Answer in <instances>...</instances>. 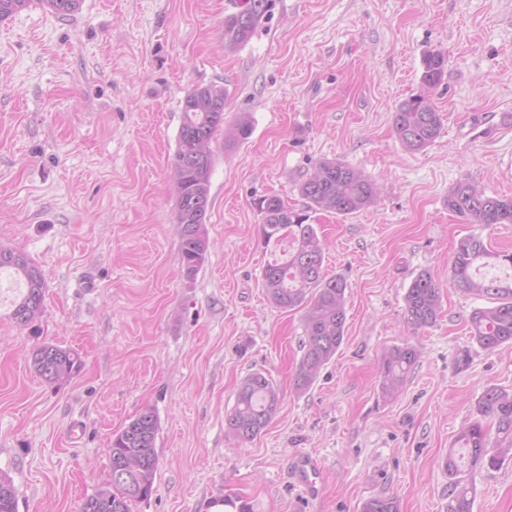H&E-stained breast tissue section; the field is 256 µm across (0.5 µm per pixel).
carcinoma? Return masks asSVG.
Instances as JSON below:
<instances>
[{
  "mask_svg": "<svg viewBox=\"0 0 512 512\" xmlns=\"http://www.w3.org/2000/svg\"><path fill=\"white\" fill-rule=\"evenodd\" d=\"M42 2L52 14L65 18L79 10L82 0ZM268 7L269 0H243L240 11L224 21L225 43L238 46L249 41ZM446 62L441 51L424 55L422 81L426 86L435 87L442 82ZM225 98L224 86L216 83L197 86L187 94L171 160L182 271L188 276L196 272L208 252L206 224L214 166L210 144L224 126ZM393 127L405 149L422 151L439 136L442 115L419 95L399 103ZM251 134V123L241 119L227 132V139L243 143ZM299 192L307 203L305 213L289 208L275 196L260 202L264 244L287 243L281 254L265 265L262 288L274 307L305 310L302 356L295 372V386L306 390L345 339L347 288L342 278L326 274L325 246L314 225L308 223V212L355 214L374 203L378 188L369 176L336 159L319 162L313 174L299 185ZM444 203L448 211L467 224H512V196L488 195L467 177L450 188ZM489 258L512 265V253H495L479 237L461 239L454 253L450 281L474 296L494 301V305L476 308L470 315L474 340L481 348L493 351L512 343V280L475 277V264ZM2 268L13 269L25 284V291L10 313L11 319L19 326L35 322L43 312L46 288L41 270L25 253L1 247ZM405 304L407 322L412 327H425L436 320L441 291L430 273L422 271L414 278L405 294ZM418 357V350L412 345L396 346L384 355L379 380L383 397L391 399L399 394ZM32 366L46 382L59 384L75 377L82 363L72 349L43 344L33 351ZM279 404L278 390L265 375H249L242 381L235 405L227 416L228 433L242 442L253 440L273 420ZM477 413L491 419L495 426V451L489 452L486 425L480 421L474 422L460 440L468 449L470 466L497 469L512 458V393L496 386L487 387L477 401ZM159 427L156 412L146 407L113 436L112 489L88 497L82 512H132L131 503L151 496ZM446 469L451 478L448 512H471L473 488L463 483L461 466L452 452L448 453ZM17 508L13 484L0 474V512H17ZM362 512H399V507L393 498L374 497L363 504Z\"/></svg>",
  "mask_w": 512,
  "mask_h": 512,
  "instance_id": "carcinoma-1",
  "label": "carcinoma"
}]
</instances>
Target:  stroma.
<instances>
[{"label":"stroma","mask_w":512,"mask_h":512,"mask_svg":"<svg viewBox=\"0 0 512 512\" xmlns=\"http://www.w3.org/2000/svg\"><path fill=\"white\" fill-rule=\"evenodd\" d=\"M238 0H83L61 19L39 0L0 21V246L42 269L44 313L16 325L0 302V471L18 512H81L112 486L110 444L141 410L160 427L153 492L132 512H206L229 497L251 512H447L445 460L477 420L486 387L512 392V344L482 349L469 317L489 301L455 288L458 241L512 251V224L464 223L449 189L467 177L512 196V0H272L245 44L224 42ZM446 54L442 84L423 56ZM223 84L224 122L251 137L211 143L209 248L182 272L169 159L186 95ZM429 95L443 126L425 150L393 130L400 102ZM339 159L375 179L376 202L310 218L324 265L346 289V337L309 389L296 391L302 310L267 300L260 199L300 209L298 185ZM442 287L432 325L406 321L419 272ZM80 355L70 382H45L36 346ZM420 357L383 398L379 365L396 346ZM260 372L281 402L240 443L225 418ZM320 466L314 497L289 474ZM472 512H512V461L464 470Z\"/></svg>","instance_id":"35a3bbf8"}]
</instances>
